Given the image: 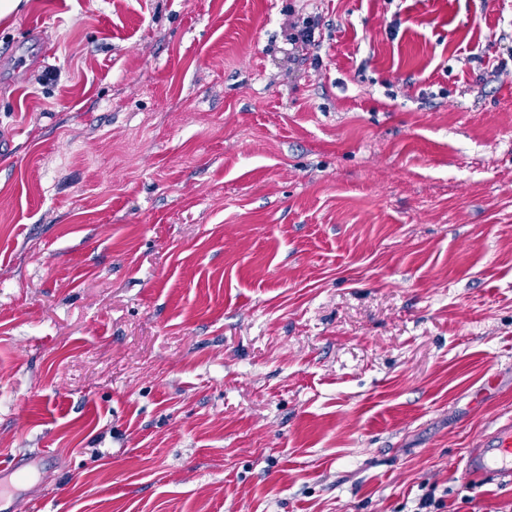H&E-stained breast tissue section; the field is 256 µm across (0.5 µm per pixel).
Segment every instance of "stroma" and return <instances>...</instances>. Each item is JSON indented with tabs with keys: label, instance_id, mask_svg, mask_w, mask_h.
Returning a JSON list of instances; mask_svg holds the SVG:
<instances>
[{
	"label": "stroma",
	"instance_id": "obj_1",
	"mask_svg": "<svg viewBox=\"0 0 512 512\" xmlns=\"http://www.w3.org/2000/svg\"><path fill=\"white\" fill-rule=\"evenodd\" d=\"M315 45L292 49V27ZM21 512H512V0H23L0 49ZM467 474H488L512 482V423L498 427L492 436L480 439L468 454Z\"/></svg>",
	"mask_w": 512,
	"mask_h": 512
}]
</instances>
